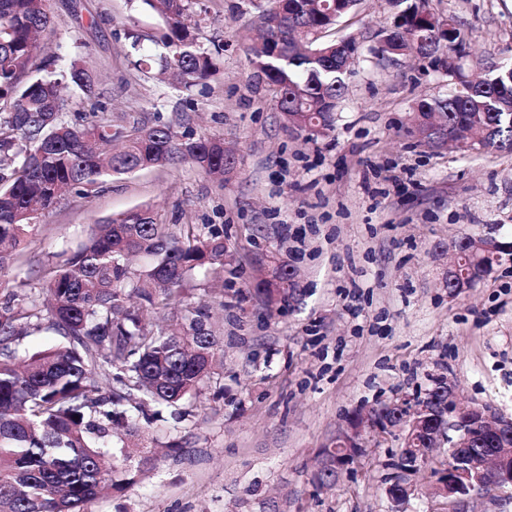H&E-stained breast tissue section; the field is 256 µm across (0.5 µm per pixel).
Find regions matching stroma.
Listing matches in <instances>:
<instances>
[{"mask_svg": "<svg viewBox=\"0 0 512 512\" xmlns=\"http://www.w3.org/2000/svg\"><path fill=\"white\" fill-rule=\"evenodd\" d=\"M40 42L99 78L100 101L126 121L224 139L242 157L220 183L189 164L106 178L63 199L0 276V303L41 280L91 224L146 204L160 220L223 235L235 274H200L193 304L210 305L224 352L192 413L143 418L142 432L176 443L156 468L90 512H392L383 491L398 431L364 436L365 453L328 489L310 479L319 448L346 417L378 402L424 395L438 375L457 399L512 417V257L452 296L444 273L454 242L512 241V153L413 145L399 131L412 104L445 94L426 62L379 64L385 0H363L336 38L356 36L340 117L328 136L284 129L251 62L250 0H197L218 73L183 92L131 65L130 25L160 17L135 0H49ZM466 32L473 72L512 55V0H430ZM297 272L289 306L267 310L243 288L266 256Z\"/></svg>", "mask_w": 512, "mask_h": 512, "instance_id": "obj_1", "label": "stroma"}]
</instances>
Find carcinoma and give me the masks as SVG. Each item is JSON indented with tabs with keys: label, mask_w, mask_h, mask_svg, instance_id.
<instances>
[{
	"label": "carcinoma",
	"mask_w": 512,
	"mask_h": 512,
	"mask_svg": "<svg viewBox=\"0 0 512 512\" xmlns=\"http://www.w3.org/2000/svg\"><path fill=\"white\" fill-rule=\"evenodd\" d=\"M140 2L160 16L162 29H130L126 36L134 49L149 41L162 52L140 55L136 67L148 73L159 66L181 90L206 83L217 65L199 44L192 0ZM388 2L404 23L376 33L386 39L379 60L407 52L443 55L453 85L444 97L415 101L407 127L413 144L443 147L421 122L435 113L465 148L511 152L512 58L487 62V78L461 91L469 73L449 48L466 41L458 21L445 18L451 30L444 47L415 0ZM360 7L361 0H266L259 7L262 41L251 50L253 63L287 126L313 136L334 128L346 90L341 59L353 55L355 41L330 39L328 33ZM51 24L48 0H0V273L20 261L35 220L70 192L79 195L102 178L176 162L224 181L240 164L224 140L204 133L167 124H114L103 110L65 118L63 83L91 96L96 82L75 65L55 73L53 55L36 62V35ZM454 253L462 274L476 265L486 276L499 261L492 252L473 251L468 238L454 243ZM58 257L28 293L0 306V512H88L103 489L122 492L134 485L154 458L137 444L114 445V430L138 437L137 418L158 407L186 419L189 398L210 379L222 351L205 308L193 307L164 327L130 305L135 296L156 315L181 306L197 271L217 273L227 264L228 246L220 235L205 237L191 227L176 235L142 205L93 225L86 241ZM295 285V270L275 260L249 291L273 309L293 297ZM44 321L68 343L18 357L12 345ZM425 398L431 412L440 411L448 398L443 381L434 379ZM400 419L398 408L378 403L368 416H351L350 426L356 432L384 429ZM423 447V435L401 433V465L392 478L409 482L419 472L413 449ZM339 448L364 454L349 432L336 436L313 473L321 488L336 484V472L323 465L336 459ZM482 448H512V437L475 432L439 465L457 469L463 454Z\"/></svg>",
	"instance_id": "1"
}]
</instances>
